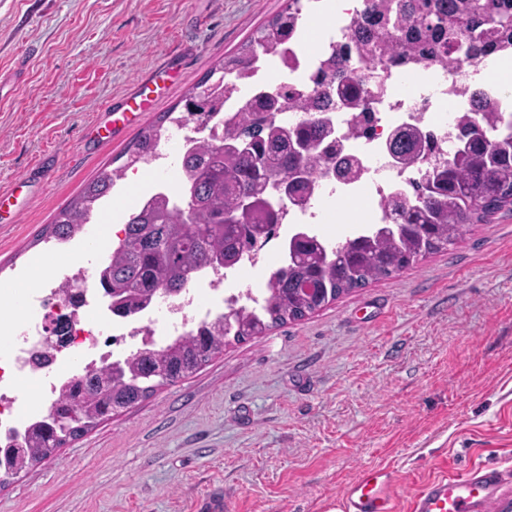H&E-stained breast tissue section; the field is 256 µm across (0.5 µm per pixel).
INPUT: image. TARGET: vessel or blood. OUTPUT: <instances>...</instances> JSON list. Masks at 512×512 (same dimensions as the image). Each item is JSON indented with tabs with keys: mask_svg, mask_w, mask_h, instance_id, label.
Returning <instances> with one entry per match:
<instances>
[{
	"mask_svg": "<svg viewBox=\"0 0 512 512\" xmlns=\"http://www.w3.org/2000/svg\"><path fill=\"white\" fill-rule=\"evenodd\" d=\"M156 83L153 75L136 82L115 109L111 124L105 126V138L115 137L137 124L151 103ZM505 482L504 474L493 468L435 477L421 483L412 493L409 512H512V498L501 492ZM402 495L395 473L380 465L361 467L340 489L344 512H395Z\"/></svg>",
	"mask_w": 512,
	"mask_h": 512,
	"instance_id": "b4317fda",
	"label": "vessel or blood"
}]
</instances>
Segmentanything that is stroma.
Listing matches in <instances>:
<instances>
[{
	"mask_svg": "<svg viewBox=\"0 0 512 512\" xmlns=\"http://www.w3.org/2000/svg\"><path fill=\"white\" fill-rule=\"evenodd\" d=\"M287 0H0V325L22 293L82 264L91 235L46 255L41 231L140 131L183 99ZM165 74L138 127L96 126L143 75ZM40 179L25 182L30 169ZM127 168L94 215H129L174 169ZM363 464L405 490L438 475L512 470V211L448 250L231 343L190 377L101 422L0 486V512H338Z\"/></svg>",
	"mask_w": 512,
	"mask_h": 512,
	"instance_id": "35a3bbf8",
	"label": "stroma"
}]
</instances>
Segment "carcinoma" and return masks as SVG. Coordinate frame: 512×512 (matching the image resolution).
Listing matches in <instances>:
<instances>
[{"label":"carcinoma","mask_w":512,"mask_h":512,"mask_svg":"<svg viewBox=\"0 0 512 512\" xmlns=\"http://www.w3.org/2000/svg\"><path fill=\"white\" fill-rule=\"evenodd\" d=\"M302 11L301 0H288V7L257 36L210 71L204 104L193 91L186 96L183 115L165 118L179 126L194 123L199 131L208 127L223 113L224 103L237 97L241 82L257 75L260 59L287 53ZM348 28L355 45L326 46L312 85L299 91L283 84L237 102L235 113L224 120V140L196 139L181 156L184 175L178 187L160 189L148 205L132 210L118 246L95 274L113 317H134L158 293H177L192 273L226 267L286 223L288 208L268 204L277 180L290 179L288 204L303 205L320 180L332 174L358 176L361 166L344 157L347 137L336 133L328 113L341 108L357 115L355 127L364 132L378 97L369 74L391 62H432L455 72L492 56L512 58V0H364L363 11ZM288 111L301 112L303 118L288 125L281 120ZM488 117L495 134L463 125L453 155L410 181L411 196L392 197L385 208L388 224L376 232L334 248L304 233L296 235L288 260L270 273L258 308L241 307L158 350L139 351L122 364L74 377L48 414L29 429L24 444L6 449L0 484L146 399L157 387L190 376L229 340L245 341L301 320L342 294L448 249L469 225L512 207V122L500 123L495 112ZM162 128L157 124L143 131L127 147V163L98 174L41 238L66 242L81 232L115 180L159 154ZM387 145L405 168L416 165L424 150H432L422 146L414 128L390 132ZM244 197L251 200L248 208L241 206Z\"/></svg>","instance_id":"obj_1"}]
</instances>
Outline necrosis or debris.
<instances>
[{"instance_id": "1", "label": "necrosis or debris", "mask_w": 512, "mask_h": 512, "mask_svg": "<svg viewBox=\"0 0 512 512\" xmlns=\"http://www.w3.org/2000/svg\"><path fill=\"white\" fill-rule=\"evenodd\" d=\"M386 91L373 114L369 132L346 141V153L359 160L362 171L350 181L334 176L322 180L314 201L293 208L276 236L259 243L221 272L194 278L176 294L153 297L131 320L112 318L99 292L80 289L82 269L66 267L28 294L26 314L0 341V447L21 434L36 415L22 383L33 384L40 405H49L61 384L73 375V365L92 370L123 360L127 341L138 348L166 344L210 322L220 311L252 303L258 296L247 270L267 269L271 261L285 262L290 238L321 223V204L346 196L367 199L371 210L383 211L391 196L408 191L406 174L396 167L385 148L390 130L417 128L435 149L450 153L464 120L481 122L472 106L474 86H482L488 101L499 109L512 108V98L499 86L478 83L474 73L451 75L436 65H390L384 74ZM66 324L58 347L41 350L50 322Z\"/></svg>"}]
</instances>
